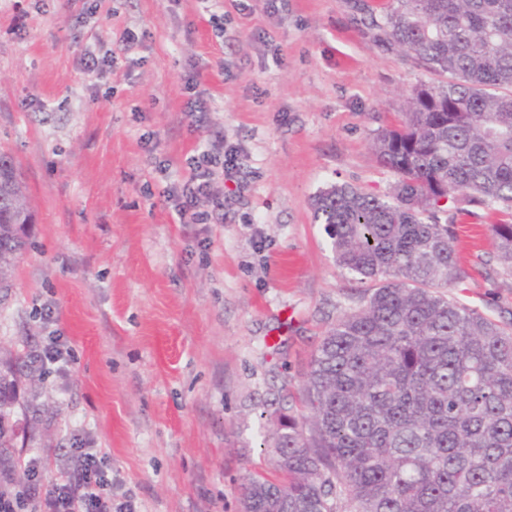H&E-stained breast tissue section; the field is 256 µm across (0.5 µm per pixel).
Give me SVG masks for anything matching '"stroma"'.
<instances>
[{"mask_svg":"<svg viewBox=\"0 0 512 512\" xmlns=\"http://www.w3.org/2000/svg\"><path fill=\"white\" fill-rule=\"evenodd\" d=\"M357 2L0 0V151L34 214L0 296V357L52 332L71 349L65 370L17 383V444L43 475L79 439L107 452L114 503L240 512L245 474L268 470L261 403L298 391L356 286L312 199L390 193L373 134L437 80L374 42ZM219 137L241 170L213 182L206 223H179L167 196ZM493 221L479 208L455 232L473 268L462 299L496 318L512 277L481 264Z\"/></svg>","mask_w":512,"mask_h":512,"instance_id":"1","label":"stroma"}]
</instances>
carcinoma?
Returning <instances> with one entry per match:
<instances>
[{"label":"carcinoma","instance_id":"carcinoma-1","mask_svg":"<svg viewBox=\"0 0 512 512\" xmlns=\"http://www.w3.org/2000/svg\"><path fill=\"white\" fill-rule=\"evenodd\" d=\"M363 24L444 77L377 129L390 195L348 185L312 200L358 303L313 352L263 439L280 480L248 472L241 512H512V319L454 292L471 274L452 224L495 211L492 256L512 276V0H386ZM32 212L0 153V288ZM20 362H0V467L22 474L10 419Z\"/></svg>","mask_w":512,"mask_h":512}]
</instances>
